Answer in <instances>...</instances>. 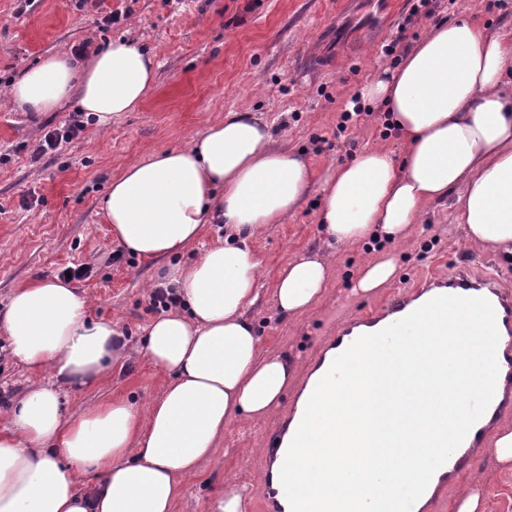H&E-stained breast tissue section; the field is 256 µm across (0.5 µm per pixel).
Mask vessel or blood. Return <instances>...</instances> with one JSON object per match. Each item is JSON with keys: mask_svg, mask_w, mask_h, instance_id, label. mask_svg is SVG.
I'll list each match as a JSON object with an SVG mask.
<instances>
[{"mask_svg": "<svg viewBox=\"0 0 512 512\" xmlns=\"http://www.w3.org/2000/svg\"><path fill=\"white\" fill-rule=\"evenodd\" d=\"M437 297L457 295L487 299L496 313L498 332L507 341L505 349L497 353L499 365L498 382L505 390L512 391V293L503 291L498 272L484 270L474 272L469 265L460 264L448 275L431 277L418 289L399 291L388 296L381 305L363 317L347 321L337 328L335 336L329 337L318 351L316 367L330 368L329 351L343 352L358 337L377 332L409 315L411 304L421 296ZM497 405H489L483 416L473 425L467 436L447 461L449 474H456L468 459V450L474 447L497 420Z\"/></svg>", "mask_w": 512, "mask_h": 512, "instance_id": "obj_1", "label": "vessel or blood"}]
</instances>
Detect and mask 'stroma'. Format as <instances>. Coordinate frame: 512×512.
Returning <instances> with one entry per match:
<instances>
[{"label":"stroma","mask_w":512,"mask_h":512,"mask_svg":"<svg viewBox=\"0 0 512 512\" xmlns=\"http://www.w3.org/2000/svg\"><path fill=\"white\" fill-rule=\"evenodd\" d=\"M409 9L405 0L390 11L377 0H0V87L45 57L118 37L153 52L158 63L155 85L136 111L102 130L86 125L77 138L38 159L39 139L62 125L75 104L35 116L0 98V310L15 288L84 264L92 274L73 286L88 298L90 316L112 319L128 337L121 368L95 387L63 391L67 412L115 397L144 406L165 384L140 352L143 329L155 317L146 284L163 262L123 254L99 209L112 178L129 161L188 144L228 111L266 119L275 140L301 154L317 180L351 154L380 144L401 153L400 141L383 137L377 106L350 128L353 147L331 149L326 141L351 96L375 78L379 65H390L381 46L394 38ZM113 11L121 20L104 24ZM462 16L491 31L510 30L512 0L491 9L483 0H437L434 16L415 19L413 28L423 34ZM319 199L318 188H311L295 213L269 225L254 244L264 285L255 311L262 351L292 355L308 367L319 338L333 335L376 298L351 292L369 251L341 249L332 259L328 291L313 310L295 318L278 314L273 287L281 267L319 245ZM113 253L121 259L111 264ZM463 259L476 269H496L512 286V258L474 249L451 200L430 204L400 249L396 278L379 295L430 273H448ZM287 392L266 418L226 427L214 456L185 479L175 512H210L211 498L229 483L246 487L251 512H263L267 442L292 409L296 389ZM472 465L489 477L486 512H512V470L478 455Z\"/></svg>","instance_id":"obj_1"}]
</instances>
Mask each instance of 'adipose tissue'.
Returning a JSON list of instances; mask_svg holds the SVG:
<instances>
[{
	"instance_id": "ef3b65f1",
	"label": "adipose tissue",
	"mask_w": 512,
	"mask_h": 512,
	"mask_svg": "<svg viewBox=\"0 0 512 512\" xmlns=\"http://www.w3.org/2000/svg\"><path fill=\"white\" fill-rule=\"evenodd\" d=\"M156 67L153 54L119 39L87 62L48 57L4 95L34 114L73 98L104 128L140 106ZM359 95L383 106L404 151L377 146L325 175L316 213L322 250L281 269L273 296L283 316L303 315L325 296L331 249L375 247L356 292L390 284L396 247L425 205L448 198L474 247L512 256V30L468 19L434 25ZM311 183L304 158L275 145L263 119L238 111L112 179L101 208L113 234L138 258L165 259L156 285L175 291V308L146 327L143 343L169 381L144 407L116 398L66 414L58 387L97 385L120 363L126 337L112 321L88 318L85 299L66 282L16 288L0 329L12 355L50 383L30 388L0 430V512H174L183 479L212 457L225 426L279 406L303 368L262 352L253 242L299 208ZM209 224L223 225V237L192 264L179 263Z\"/></svg>"
}]
</instances>
